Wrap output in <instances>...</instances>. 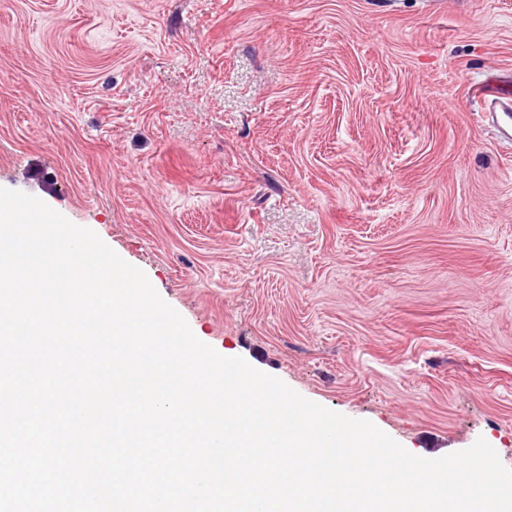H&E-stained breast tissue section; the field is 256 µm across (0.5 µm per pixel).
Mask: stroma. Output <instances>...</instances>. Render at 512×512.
<instances>
[{
    "label": "stroma",
    "instance_id": "obj_1",
    "mask_svg": "<svg viewBox=\"0 0 512 512\" xmlns=\"http://www.w3.org/2000/svg\"><path fill=\"white\" fill-rule=\"evenodd\" d=\"M512 0H0V187L194 334L420 457L512 469ZM482 121L505 142L512 143V75L499 76L489 88L475 91Z\"/></svg>",
    "mask_w": 512,
    "mask_h": 512
}]
</instances>
